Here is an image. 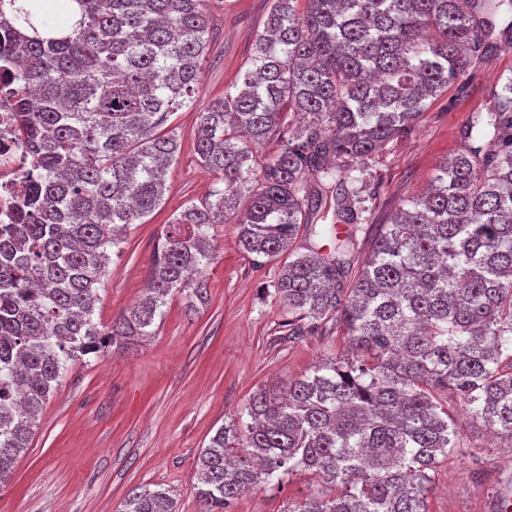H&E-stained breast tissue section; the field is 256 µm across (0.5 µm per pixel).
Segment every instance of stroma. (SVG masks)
<instances>
[{"label":"stroma","instance_id":"stroma-1","mask_svg":"<svg viewBox=\"0 0 512 512\" xmlns=\"http://www.w3.org/2000/svg\"><path fill=\"white\" fill-rule=\"evenodd\" d=\"M268 9V0H209L212 40L197 101L170 117L181 151L161 207L130 225L111 254L95 312L102 324L142 295L171 218L217 187L193 150L199 111L243 75ZM498 45L489 61L431 100L410 131L370 160L376 223H386L398 205L426 190L445 159L483 146V139L468 134L472 119L490 112L495 90L512 74V39ZM215 234V258L204 274L207 304L193 311L183 298H173L154 336L126 352L69 364L39 415L30 448L0 485V512H118L132 488L153 484L172 490L175 512H196V459L215 431L247 422L246 405L260 386L288 383L344 354L346 343L333 332L285 336L288 310L272 284L287 256L257 266L239 248L234 221ZM448 406L474 451L436 468L430 512H496L501 484L512 479V448L468 418L456 398ZM475 471L489 475V482L476 486ZM320 485L308 474L261 485L237 502L235 512H285L289 502Z\"/></svg>","mask_w":512,"mask_h":512}]
</instances>
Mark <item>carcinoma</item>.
Masks as SVG:
<instances>
[{"instance_id": "cac0c4a2", "label": "carcinoma", "mask_w": 512, "mask_h": 512, "mask_svg": "<svg viewBox=\"0 0 512 512\" xmlns=\"http://www.w3.org/2000/svg\"><path fill=\"white\" fill-rule=\"evenodd\" d=\"M298 2L272 0L251 68L200 113L194 152L223 188L172 219L146 295L105 326L110 252L161 205L181 150L166 123L196 102L208 0H0L31 164L18 223L0 230V484L70 361L154 335L175 292L206 304L211 230L229 216L254 264L288 253L273 284L288 335L331 322L351 356L253 392L251 423L219 427L199 453L197 512H235L299 473L328 492L285 512H429V472L465 445L450 395L512 443V77L486 125L472 121L492 130L488 150L447 159L387 224L368 166L498 49L494 17L512 0ZM271 137L280 151L259 155ZM303 224L331 233L328 253L290 252ZM360 232L371 250L345 288ZM118 512H175L174 499L137 486Z\"/></svg>"}]
</instances>
